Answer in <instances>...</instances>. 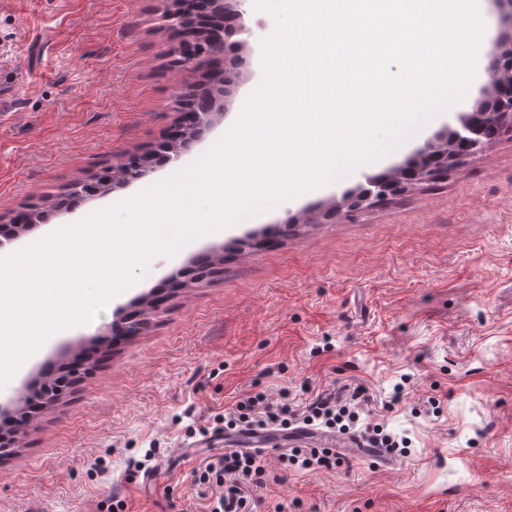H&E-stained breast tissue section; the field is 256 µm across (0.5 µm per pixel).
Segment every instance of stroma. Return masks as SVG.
<instances>
[{"label": "stroma", "mask_w": 512, "mask_h": 512, "mask_svg": "<svg viewBox=\"0 0 512 512\" xmlns=\"http://www.w3.org/2000/svg\"><path fill=\"white\" fill-rule=\"evenodd\" d=\"M165 6L0 0V225L177 127L194 78L175 61ZM250 25L251 66L205 139L137 182L51 212L11 250L169 179L218 142L263 77L274 20L256 10ZM487 64L478 55L465 98L382 159L154 256L95 320L28 357L0 403L26 396L45 363L96 350L0 457V512H112L116 499L125 512H207L211 490L195 472L213 451L197 431L259 392L291 423L318 394L355 400L351 434L381 429L406 452L307 470L291 449L263 450L253 512H512V132L375 207L343 209L347 192L470 110L490 84ZM203 249L221 261L195 279ZM129 315L144 321L138 335L99 346Z\"/></svg>", "instance_id": "35a3bbf8"}]
</instances>
